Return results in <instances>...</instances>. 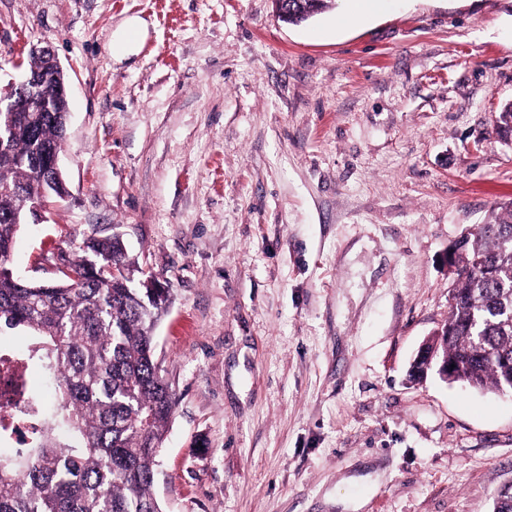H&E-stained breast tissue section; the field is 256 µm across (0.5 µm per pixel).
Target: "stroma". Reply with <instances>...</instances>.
<instances>
[{"mask_svg": "<svg viewBox=\"0 0 512 512\" xmlns=\"http://www.w3.org/2000/svg\"><path fill=\"white\" fill-rule=\"evenodd\" d=\"M0 0V72L50 44L70 196L12 267L120 234L170 292L163 512H492L512 393L411 382L448 248L512 201V0ZM331 0H288L290 7L287 10L283 7L284 1L279 3L280 13L284 16H288V19H283L279 16L282 21L288 24H300L315 14L324 11L328 7V3Z\"/></svg>", "mask_w": 512, "mask_h": 512, "instance_id": "35a3bbf8", "label": "stroma"}]
</instances>
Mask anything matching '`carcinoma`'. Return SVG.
Wrapping results in <instances>:
<instances>
[{"instance_id":"carcinoma-1","label":"carcinoma","mask_w":512,"mask_h":512,"mask_svg":"<svg viewBox=\"0 0 512 512\" xmlns=\"http://www.w3.org/2000/svg\"><path fill=\"white\" fill-rule=\"evenodd\" d=\"M330 0H288L289 24ZM14 128L0 148V325L25 328L22 359L49 382L54 402L33 396L39 427L27 447L0 453V512H162L154 466L175 394L155 360V329L169 289L151 290L117 236L88 235L67 271L30 283L11 255L22 201L43 198V153L61 148L63 115L0 113ZM494 131L512 143V101ZM440 356L474 390L512 392V203L464 238L456 252Z\"/></svg>"}]
</instances>
